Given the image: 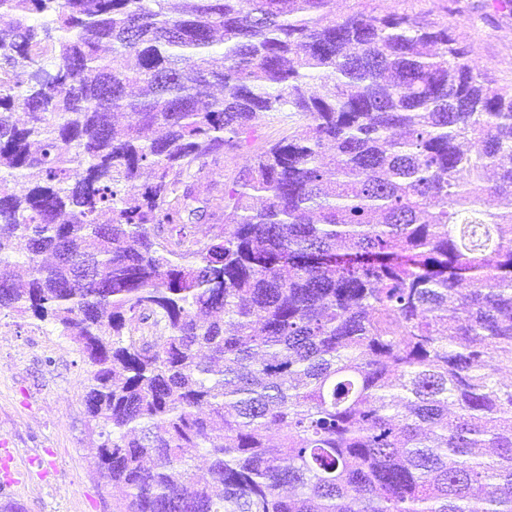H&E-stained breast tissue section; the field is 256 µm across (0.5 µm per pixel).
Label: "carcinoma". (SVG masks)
Returning a JSON list of instances; mask_svg holds the SVG:
<instances>
[{
	"label": "carcinoma",
	"mask_w": 512,
	"mask_h": 512,
	"mask_svg": "<svg viewBox=\"0 0 512 512\" xmlns=\"http://www.w3.org/2000/svg\"><path fill=\"white\" fill-rule=\"evenodd\" d=\"M169 2L0 0V310L91 368L112 512H512V86L396 0ZM305 122L297 112H276L260 121L247 135L246 141L235 149H224V154L216 163H211L204 173L196 174L201 189H208V198L214 210L224 206V189L232 186L239 172L257 153L269 144L292 135L295 129Z\"/></svg>",
	"instance_id": "cac0c4a2"
}]
</instances>
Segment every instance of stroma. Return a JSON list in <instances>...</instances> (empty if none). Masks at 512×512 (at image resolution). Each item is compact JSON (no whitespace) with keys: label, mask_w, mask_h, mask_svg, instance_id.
<instances>
[{"label":"stroma","mask_w":512,"mask_h":512,"mask_svg":"<svg viewBox=\"0 0 512 512\" xmlns=\"http://www.w3.org/2000/svg\"><path fill=\"white\" fill-rule=\"evenodd\" d=\"M401 11L447 21L472 47V59L498 84L512 83V8L492 0H398ZM304 118L276 112L242 145L229 149L196 177L213 209L224 189L269 144L292 135ZM90 372L76 345L49 324L0 312V488L23 512H112V493L87 452L92 425L84 405Z\"/></svg>","instance_id":"stroma-1"}]
</instances>
